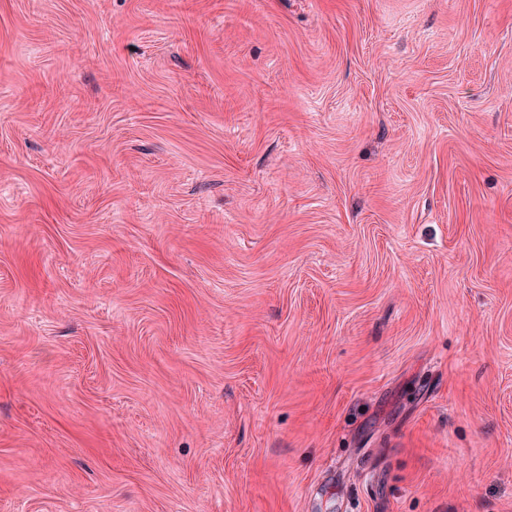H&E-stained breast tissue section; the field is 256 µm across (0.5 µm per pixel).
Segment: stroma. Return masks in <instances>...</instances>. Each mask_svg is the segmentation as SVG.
<instances>
[{"label": "stroma", "mask_w": 512, "mask_h": 512, "mask_svg": "<svg viewBox=\"0 0 512 512\" xmlns=\"http://www.w3.org/2000/svg\"><path fill=\"white\" fill-rule=\"evenodd\" d=\"M0 512H512V0H0Z\"/></svg>", "instance_id": "35a3bbf8"}]
</instances>
